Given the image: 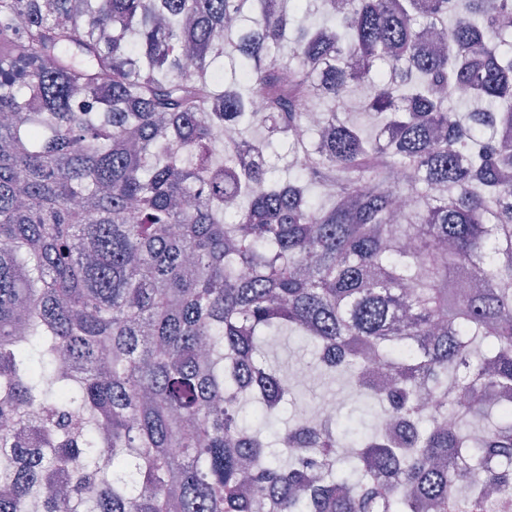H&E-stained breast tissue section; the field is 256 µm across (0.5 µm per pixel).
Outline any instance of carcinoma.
<instances>
[{"label": "carcinoma", "instance_id": "1", "mask_svg": "<svg viewBox=\"0 0 512 512\" xmlns=\"http://www.w3.org/2000/svg\"><path fill=\"white\" fill-rule=\"evenodd\" d=\"M284 330L373 423L270 451ZM423 509L512 512V0H0V512Z\"/></svg>", "mask_w": 512, "mask_h": 512}]
</instances>
